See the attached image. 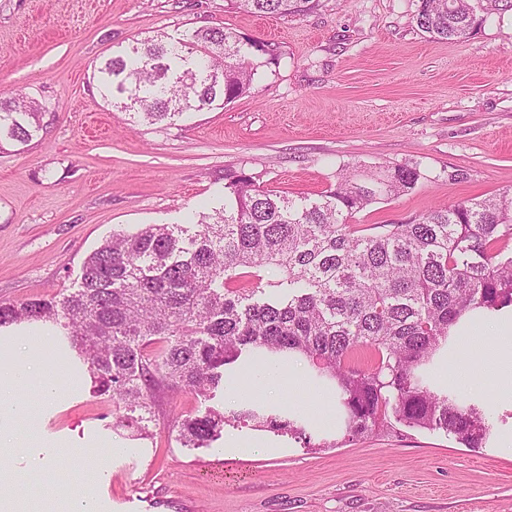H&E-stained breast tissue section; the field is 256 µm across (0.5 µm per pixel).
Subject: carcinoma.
I'll use <instances>...</instances> for the list:
<instances>
[{"label": "carcinoma", "instance_id": "cac0c4a2", "mask_svg": "<svg viewBox=\"0 0 512 512\" xmlns=\"http://www.w3.org/2000/svg\"><path fill=\"white\" fill-rule=\"evenodd\" d=\"M233 8L296 16L313 0H229ZM512 0H421L417 28L450 45ZM278 56L229 28L172 42L147 38L97 68L106 100L151 124L250 91ZM46 129L36 102L0 100V149H24ZM415 165L344 167L316 196L263 189L224 169L222 203L183 224L114 231L60 298L0 304V327L55 322L87 360L98 391L148 414L164 390L209 399L224 367L259 350L303 356L336 385L347 435L388 425L442 430L468 448L491 436L485 412L436 388L434 357L469 312L512 306V199L437 206L405 224L349 223L356 212L413 192ZM249 419L306 434L256 403L180 417L175 441L202 448Z\"/></svg>", "mask_w": 512, "mask_h": 512}]
</instances>
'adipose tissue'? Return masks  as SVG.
<instances>
[{
    "mask_svg": "<svg viewBox=\"0 0 512 512\" xmlns=\"http://www.w3.org/2000/svg\"><path fill=\"white\" fill-rule=\"evenodd\" d=\"M454 341L451 381L466 384L489 376L502 397H512V316L497 320L492 337L469 329L456 332ZM224 384L241 402L275 390L298 397V410L318 424L329 426L336 418L335 395L315 389L302 366L284 356L258 353L250 366L225 372Z\"/></svg>",
    "mask_w": 512,
    "mask_h": 512,
    "instance_id": "adipose-tissue-1",
    "label": "adipose tissue"
}]
</instances>
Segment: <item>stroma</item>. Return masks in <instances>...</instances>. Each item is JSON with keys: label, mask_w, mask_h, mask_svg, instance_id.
Segmentation results:
<instances>
[{"label": "stroma", "mask_w": 512, "mask_h": 512, "mask_svg": "<svg viewBox=\"0 0 512 512\" xmlns=\"http://www.w3.org/2000/svg\"><path fill=\"white\" fill-rule=\"evenodd\" d=\"M419 0H317L284 17L225 0H0V98L27 94L46 131L23 151L0 150V304L52 298L76 287L85 258L113 231L179 224L221 198L224 169L261 187L314 195L342 166L418 165L414 192L353 215L401 224L439 204L512 195V13L455 45L414 23ZM226 27L280 56L250 92L145 124L105 102L94 77L134 41L175 40ZM57 325L0 328V367L28 355L60 380L50 404L22 391L29 433L55 441L43 484L67 477L105 512H512V399L461 386L499 419L492 442L468 448L436 430L395 421L345 440L343 422L312 429L316 448L289 434L264 455L184 448L173 422L207 404L157 395L147 433L96 392L86 361ZM124 444L105 456L98 444ZM107 478H99V470Z\"/></svg>", "instance_id": "1"}]
</instances>
